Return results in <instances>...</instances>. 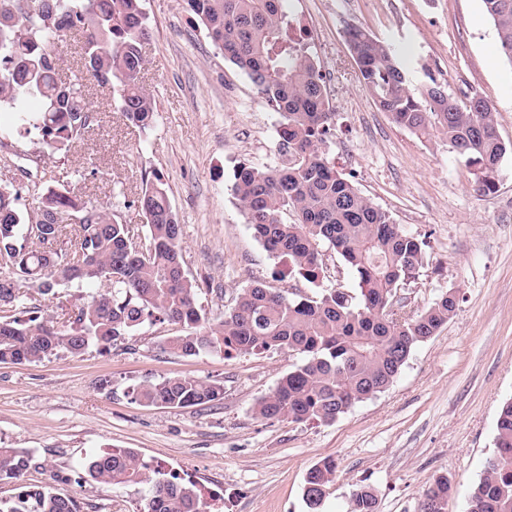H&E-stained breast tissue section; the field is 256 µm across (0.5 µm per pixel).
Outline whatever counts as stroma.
Returning a JSON list of instances; mask_svg holds the SVG:
<instances>
[{"label": "stroma", "mask_w": 512, "mask_h": 512, "mask_svg": "<svg viewBox=\"0 0 512 512\" xmlns=\"http://www.w3.org/2000/svg\"><path fill=\"white\" fill-rule=\"evenodd\" d=\"M311 32L335 112L324 149L337 170L395 223L427 243V262L399 291L406 311L457 289L453 316L419 343L394 382L336 422L296 424L254 413L259 398L299 364L272 350L224 357L164 351L180 326H146L110 349L89 347L40 363L0 365V445L40 461L25 482L76 498L81 512H142L148 488L78 481L94 454L128 449L194 483L211 512H308L307 472L335 460L321 512H346L353 491L374 489L378 512H417L422 490L448 475L466 512L468 489L495 452L501 406L512 399V153L493 191L481 192L464 158L379 111L359 81L346 41L366 28L400 54L409 87L437 80L449 94L491 105L512 143V63L502 57L482 0H285ZM152 29L140 83L157 104L153 127H127L108 92L86 79L96 120L81 140L50 150L23 137L0 106V180L25 185L52 172L78 202L113 208L136 237L145 221L130 202L141 175H161L182 227L184 269L197 302L223 320L245 288L312 291L288 261L257 241L233 191L242 163L276 165L280 116L215 47L183 0H143ZM169 377L220 385V400L187 408L131 402L128 391Z\"/></svg>", "instance_id": "stroma-1"}]
</instances>
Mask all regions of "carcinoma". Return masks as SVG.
Wrapping results in <instances>:
<instances>
[{"label":"carcinoma","mask_w":512,"mask_h":512,"mask_svg":"<svg viewBox=\"0 0 512 512\" xmlns=\"http://www.w3.org/2000/svg\"><path fill=\"white\" fill-rule=\"evenodd\" d=\"M217 48L244 71L279 113L282 166L239 165L232 191L246 212L254 237L272 254L288 259L289 273L311 283L325 278L322 246L334 249L358 282L359 296L325 287L287 297L255 284L238 294L217 328L197 305L199 285L184 269L182 229L161 176L129 205L148 229L144 252L133 250L130 225L112 210L78 205L70 191L27 188L37 206L23 217L16 208L21 187L0 183V364L38 363L59 353L83 354L95 344L108 350L145 325L178 324L182 334L165 346L175 354L226 356L288 349L301 362L255 404L266 420L330 424L354 405L384 391L414 347L433 336L454 313L457 293L442 294L427 309L405 314L389 307L415 277L426 244L395 224L389 213L363 196L323 150L332 112L316 62L303 45L308 29L283 9L282 0H184ZM500 50L512 64V0H483ZM150 27L142 0H0V102L19 112L29 134L55 148L80 139L93 109L79 82L58 77L56 46L81 44L80 64L100 86H110L126 124L152 127L156 106L140 85ZM360 81L374 104L399 126L419 135L435 132L474 168L478 188L493 190L494 175L508 151L494 112L482 97L458 100L436 81L412 92L394 51L361 26L346 30ZM37 101L40 109L27 105ZM75 216L78 221L65 223ZM71 282H97L100 291L65 313L58 323L39 315H16L28 290L41 296ZM221 386L199 379L166 378L135 390L145 406L186 408L220 399ZM497 463L487 465L469 491L476 512H512V399L499 412ZM42 467L24 448L0 446V482L19 481ZM92 479L109 485L146 484L143 512H209L195 488L164 473L131 450L95 455L85 465ZM336 465L325 460L307 473L303 497L319 512ZM454 493L446 475L423 497L444 505ZM0 512H79L77 501L46 488L25 486L0 500ZM348 512H378L369 486L353 491Z\"/></svg>","instance_id":"cac0c4a2"}]
</instances>
